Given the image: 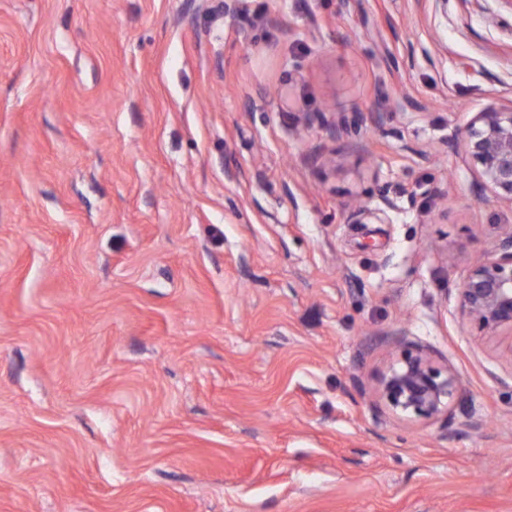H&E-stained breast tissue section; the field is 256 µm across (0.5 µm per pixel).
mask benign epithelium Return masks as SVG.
<instances>
[{"label":"benign epithelium","instance_id":"7a95c632","mask_svg":"<svg viewBox=\"0 0 512 512\" xmlns=\"http://www.w3.org/2000/svg\"><path fill=\"white\" fill-rule=\"evenodd\" d=\"M464 148L494 198L512 205V107L476 113L465 129ZM458 304L480 333L512 334V226L503 229L497 247L470 266ZM460 391L454 370L413 346L403 347L378 381L379 398L392 412L419 420L448 415Z\"/></svg>","mask_w":512,"mask_h":512}]
</instances>
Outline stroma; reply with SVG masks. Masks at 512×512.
Wrapping results in <instances>:
<instances>
[{
	"mask_svg": "<svg viewBox=\"0 0 512 512\" xmlns=\"http://www.w3.org/2000/svg\"><path fill=\"white\" fill-rule=\"evenodd\" d=\"M511 106L507 0H0V512H512L458 305ZM406 345L448 416L379 399ZM464 148L494 198L512 206V106L476 113L465 129Z\"/></svg>",
	"mask_w": 512,
	"mask_h": 512,
	"instance_id": "1",
	"label": "stroma"
}]
</instances>
